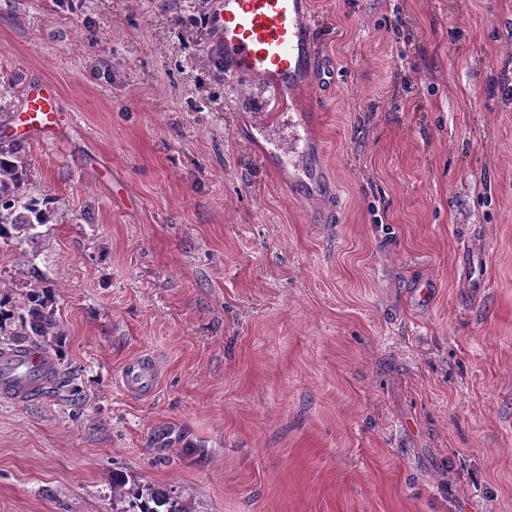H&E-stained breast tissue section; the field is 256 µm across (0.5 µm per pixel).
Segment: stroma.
Instances as JSON below:
<instances>
[{
    "instance_id": "1",
    "label": "stroma",
    "mask_w": 512,
    "mask_h": 512,
    "mask_svg": "<svg viewBox=\"0 0 512 512\" xmlns=\"http://www.w3.org/2000/svg\"><path fill=\"white\" fill-rule=\"evenodd\" d=\"M312 5L336 80L277 95L191 0H0V141L47 201L0 298L49 288L78 388L0 396V512H122L116 470L187 512H512V0ZM43 81L58 135L14 139ZM157 378V370L149 360H137L127 367L122 376V381L133 394H141L149 384H153Z\"/></svg>"
}]
</instances>
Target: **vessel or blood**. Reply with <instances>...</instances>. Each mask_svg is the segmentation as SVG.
I'll return each mask as SVG.
<instances>
[{
    "label": "vessel or blood",
    "instance_id": "b4317fda",
    "mask_svg": "<svg viewBox=\"0 0 512 512\" xmlns=\"http://www.w3.org/2000/svg\"><path fill=\"white\" fill-rule=\"evenodd\" d=\"M311 17V0H219L211 28L224 48L226 71L263 81L278 92L304 88L320 63ZM57 101L53 83L28 91L24 107L32 132L46 139L55 134ZM54 367L39 348L0 352V394L25 398ZM156 378L155 365L142 359L129 364L122 381L131 393L139 394Z\"/></svg>",
    "mask_w": 512,
    "mask_h": 512
}]
</instances>
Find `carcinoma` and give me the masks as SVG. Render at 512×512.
<instances>
[{
    "mask_svg": "<svg viewBox=\"0 0 512 512\" xmlns=\"http://www.w3.org/2000/svg\"><path fill=\"white\" fill-rule=\"evenodd\" d=\"M19 145L0 142V239L9 241L22 233L44 223L41 201L21 193L27 181V168L20 160ZM20 310V336L23 343L45 347L60 336V325L54 313L47 309L43 288H31L17 305ZM75 374L62 371L55 375L48 386L36 390L38 396H57L62 392H73ZM112 497L126 499V512H186L178 497L159 489L127 487L123 475H112Z\"/></svg>",
    "mask_w": 512,
    "mask_h": 512,
    "instance_id": "carcinoma-1",
    "label": "carcinoma"
}]
</instances>
